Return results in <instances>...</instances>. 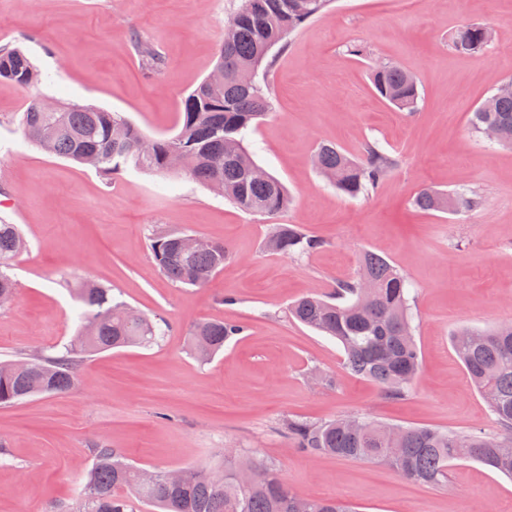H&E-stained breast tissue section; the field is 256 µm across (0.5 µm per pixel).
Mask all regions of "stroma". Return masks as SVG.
I'll return each mask as SVG.
<instances>
[{
  "label": "stroma",
  "instance_id": "obj_1",
  "mask_svg": "<svg viewBox=\"0 0 512 512\" xmlns=\"http://www.w3.org/2000/svg\"><path fill=\"white\" fill-rule=\"evenodd\" d=\"M239 0H0V45L27 50L42 75L35 91L0 80V217L26 241L11 273L15 299L0 307V361L53 351L76 330L78 302L60 284L87 276L169 330L148 348L89 358L76 386L0 406V512H65L103 440L145 469L220 465L249 452L276 463L303 496H334L360 512H512V479L460 460L444 487L415 486L361 461L296 450L280 426L371 417L401 425L495 432L451 334L512 321V150L472 133L474 110L512 81V0H334L289 40L269 76L274 108L248 137L255 162L292 196L275 217L239 210L185 175L127 170L105 177L30 145L20 119L31 95L122 113L152 138L177 132L176 114L216 63ZM490 26L476 56L456 54L448 34ZM164 57L148 71L133 39ZM368 58L347 55L350 42ZM393 62L418 82L414 112L372 90L371 61ZM374 141L398 164L368 197L351 198L321 177L316 147L357 152ZM469 190L486 205L423 212L424 186ZM297 224L324 240L300 259L267 250L273 224ZM226 243L224 268L201 288L159 271L153 228ZM369 250L411 282L422 370L401 400L350 376L334 340L292 320L296 298L332 295ZM247 326L209 361L187 348L197 322Z\"/></svg>",
  "mask_w": 512,
  "mask_h": 512
}]
</instances>
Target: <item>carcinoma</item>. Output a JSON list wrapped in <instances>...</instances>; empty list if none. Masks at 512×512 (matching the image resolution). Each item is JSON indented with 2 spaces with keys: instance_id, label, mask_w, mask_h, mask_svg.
I'll use <instances>...</instances> for the list:
<instances>
[{
  "instance_id": "obj_1",
  "label": "carcinoma",
  "mask_w": 512,
  "mask_h": 512,
  "mask_svg": "<svg viewBox=\"0 0 512 512\" xmlns=\"http://www.w3.org/2000/svg\"><path fill=\"white\" fill-rule=\"evenodd\" d=\"M330 0H242L233 27L224 31L215 67L224 70V85L203 80L183 98L178 112V132L155 139L153 153L140 157L141 130L118 112L78 103H62L58 112H40L32 99L23 114V133L35 147L47 142L50 154L106 175L128 167L157 174L183 172L206 186L220 181L224 199L237 208L274 217L288 209L291 198L285 185L270 176L255 180L245 161L248 131L272 110V98L261 83L244 90L233 81L241 67L260 62L263 73L276 65L277 56L263 54L268 42L284 50L288 37L321 15ZM487 25L468 22L449 36L451 49L477 55L488 46ZM136 48L153 70L165 65L164 57L150 45ZM0 79L22 89L34 88L39 71L19 48H0ZM375 92L400 112L415 111L420 97L413 75L394 63L371 69ZM496 126L502 138L496 145L512 149V92L495 91L473 112L471 127L481 135ZM318 170L339 192L349 197L367 196L397 165V158L375 141H366L360 154L331 144L315 151ZM485 204L471 191L445 192L425 187L413 199L422 211L456 213ZM179 231L159 230L150 248L160 272L176 286L202 287L224 268L229 251L222 243L195 252L178 247ZM25 241L18 225L0 219V306L16 294L7 273ZM268 247L295 258L311 255L323 241L295 224H275ZM374 286V300L363 309L358 303L364 283ZM66 286L80 304L79 326L62 349L0 362V406L38 394H56L74 387L81 365L95 354L114 348L151 346L165 335L163 320L152 318L119 301L112 289L89 280H68ZM410 287L406 277L385 257L365 251L359 258L356 279L340 283L329 297L310 294L288 308L291 318L336 340L343 350V365L351 375L373 382L388 399L408 395L421 370L415 343ZM239 323L216 320L197 322L189 331L190 351L200 361L217 355L224 345L244 333ZM451 345L466 375L487 401L497 433H463L432 426H398L389 443L390 424L367 418L349 429L344 418L312 422L291 418L286 424L295 448L338 459L378 463L392 469L409 484L439 487L447 484L453 462L470 459L512 476V322L492 329L459 328ZM17 364L24 370L14 372ZM92 464L86 472L77 506L65 512H132L131 498L158 512H357V507L336 498L304 497L294 493L275 465L255 458L224 459L216 473L198 468L179 486L159 483L145 487L139 468L105 442L91 448Z\"/></svg>"
}]
</instances>
